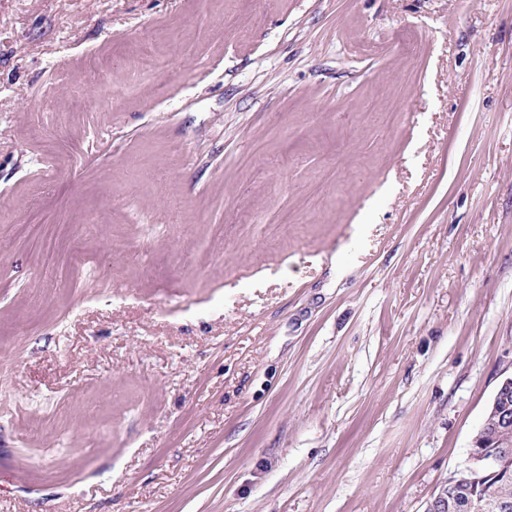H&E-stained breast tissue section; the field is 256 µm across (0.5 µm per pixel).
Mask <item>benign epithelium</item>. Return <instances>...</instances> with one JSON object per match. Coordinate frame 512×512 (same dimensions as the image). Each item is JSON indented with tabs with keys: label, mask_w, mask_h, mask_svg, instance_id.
<instances>
[{
	"label": "benign epithelium",
	"mask_w": 512,
	"mask_h": 512,
	"mask_svg": "<svg viewBox=\"0 0 512 512\" xmlns=\"http://www.w3.org/2000/svg\"><path fill=\"white\" fill-rule=\"evenodd\" d=\"M512 391V376L505 378L499 385L489 411L504 420V425L494 433L482 428L473 440V445L462 470L448 478V482L430 503L427 512H448V499L451 490L464 478H476L489 471L490 458L487 457L488 448H509L512 446V420L508 418L509 411L503 406L506 395Z\"/></svg>",
	"instance_id": "1"
}]
</instances>
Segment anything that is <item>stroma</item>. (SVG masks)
Instances as JSON below:
<instances>
[{"label": "stroma", "mask_w": 512, "mask_h": 512, "mask_svg": "<svg viewBox=\"0 0 512 512\" xmlns=\"http://www.w3.org/2000/svg\"><path fill=\"white\" fill-rule=\"evenodd\" d=\"M510 375L512 0H0V512H426Z\"/></svg>", "instance_id": "stroma-1"}]
</instances>
